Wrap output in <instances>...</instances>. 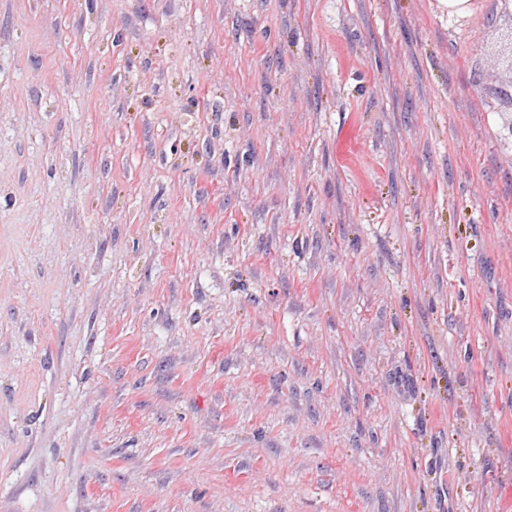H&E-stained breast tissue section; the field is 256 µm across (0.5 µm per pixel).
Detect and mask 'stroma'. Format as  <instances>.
I'll return each instance as SVG.
<instances>
[{
	"label": "stroma",
	"instance_id": "35a3bbf8",
	"mask_svg": "<svg viewBox=\"0 0 512 512\" xmlns=\"http://www.w3.org/2000/svg\"><path fill=\"white\" fill-rule=\"evenodd\" d=\"M512 10L0 0V512H512Z\"/></svg>",
	"mask_w": 512,
	"mask_h": 512
}]
</instances>
